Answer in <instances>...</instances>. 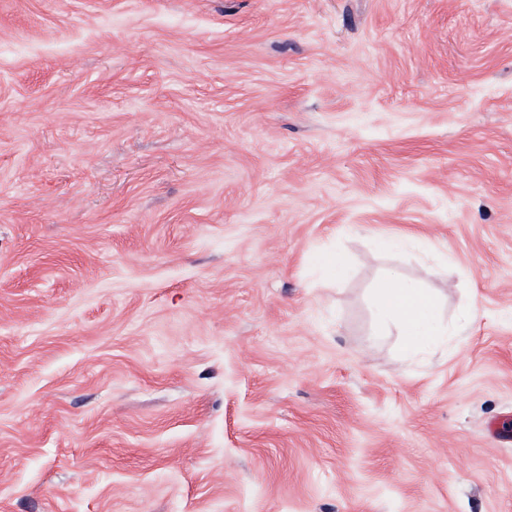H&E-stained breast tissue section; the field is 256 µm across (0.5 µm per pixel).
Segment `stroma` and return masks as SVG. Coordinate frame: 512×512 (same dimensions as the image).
Here are the masks:
<instances>
[{"label":"stroma","instance_id":"35a3bbf8","mask_svg":"<svg viewBox=\"0 0 512 512\" xmlns=\"http://www.w3.org/2000/svg\"><path fill=\"white\" fill-rule=\"evenodd\" d=\"M0 512H512V0H0ZM377 308L382 317L397 323L405 354L417 353L446 333L438 318L436 299L411 280L396 275L386 279L380 287Z\"/></svg>","mask_w":512,"mask_h":512}]
</instances>
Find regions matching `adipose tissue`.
<instances>
[{"mask_svg": "<svg viewBox=\"0 0 512 512\" xmlns=\"http://www.w3.org/2000/svg\"><path fill=\"white\" fill-rule=\"evenodd\" d=\"M377 308L382 317L397 323L403 353H417L446 333L438 318L436 299L411 280L396 275L386 279Z\"/></svg>", "mask_w": 512, "mask_h": 512, "instance_id": "adipose-tissue-1", "label": "adipose tissue"}]
</instances>
